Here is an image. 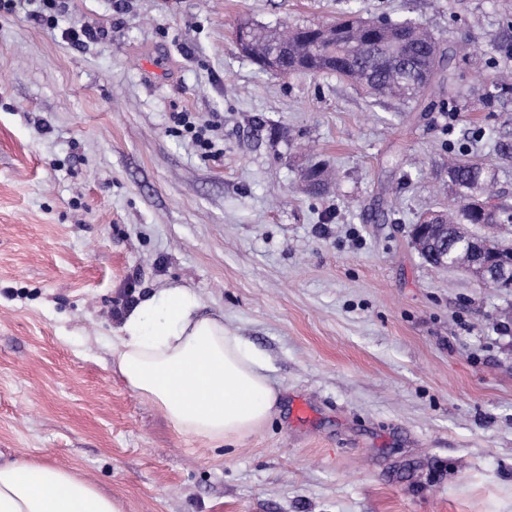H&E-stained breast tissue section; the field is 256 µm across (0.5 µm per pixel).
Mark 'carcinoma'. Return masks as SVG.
Here are the masks:
<instances>
[{
  "instance_id": "1",
  "label": "carcinoma",
  "mask_w": 512,
  "mask_h": 512,
  "mask_svg": "<svg viewBox=\"0 0 512 512\" xmlns=\"http://www.w3.org/2000/svg\"><path fill=\"white\" fill-rule=\"evenodd\" d=\"M246 35L257 64L268 60L276 46L286 55L279 65L282 76L297 73L336 74L359 86L374 99L398 98L417 101L432 86L444 56L435 53L438 40L425 24L406 19L383 20L369 24L349 16L326 25L295 27H241L237 35ZM496 171L478 160L454 159L448 162V187L455 192L459 206L442 210L450 227L428 237L420 249L423 259L449 241L444 267L470 265L478 256L458 240L457 224H512V203L503 201L499 210L485 207L488 190L496 183Z\"/></svg>"
}]
</instances>
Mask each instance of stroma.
Instances as JSON below:
<instances>
[{
	"label": "stroma",
	"instance_id": "stroma-1",
	"mask_svg": "<svg viewBox=\"0 0 512 512\" xmlns=\"http://www.w3.org/2000/svg\"><path fill=\"white\" fill-rule=\"evenodd\" d=\"M349 11L425 23L448 75L376 101L237 46ZM510 71L512 0H0V463L80 469L124 512H512V288L409 234L451 157L512 197V96L486 97ZM172 283L283 390L244 440L180 434L117 369L124 309ZM176 118V122L178 123V126L183 127V130L191 134L192 139L194 142L205 152L211 150L214 148V144L212 141L206 137V131L207 129L203 127V125H197L194 121L190 120V115H188V112H181L180 115H178Z\"/></svg>",
	"mask_w": 512,
	"mask_h": 512
}]
</instances>
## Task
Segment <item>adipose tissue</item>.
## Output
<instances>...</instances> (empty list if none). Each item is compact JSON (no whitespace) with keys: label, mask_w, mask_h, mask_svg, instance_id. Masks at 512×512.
<instances>
[{"label":"adipose tissue","mask_w":512,"mask_h":512,"mask_svg":"<svg viewBox=\"0 0 512 512\" xmlns=\"http://www.w3.org/2000/svg\"><path fill=\"white\" fill-rule=\"evenodd\" d=\"M111 345L131 390L181 434L240 441L263 427L279 402L265 359L223 317L202 313L187 287L139 301ZM0 512H122V503L80 471L24 460L0 464Z\"/></svg>","instance_id":"obj_1"}]
</instances>
